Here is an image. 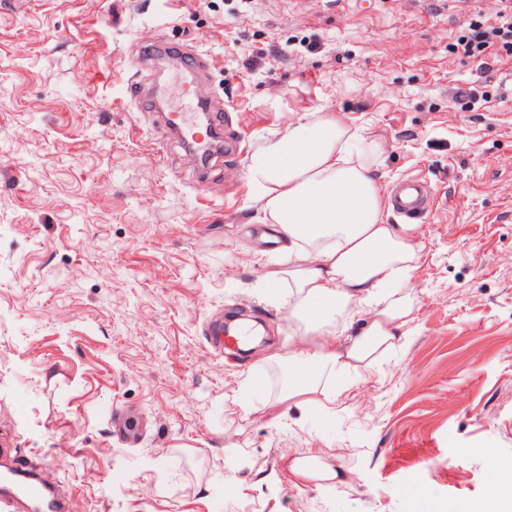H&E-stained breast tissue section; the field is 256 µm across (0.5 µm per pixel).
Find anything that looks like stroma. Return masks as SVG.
<instances>
[{
    "mask_svg": "<svg viewBox=\"0 0 512 512\" xmlns=\"http://www.w3.org/2000/svg\"><path fill=\"white\" fill-rule=\"evenodd\" d=\"M499 7L0 0V448L53 481L68 512H453L511 498L512 59L456 49ZM160 41L206 55L224 103L236 150L202 179L130 91L138 78L169 110L187 106L182 72L137 66ZM330 113L379 143L386 190L416 175L436 201L416 223L408 335L345 377L331 410H300L268 356L305 330L289 291L268 294L281 245L248 166L289 120ZM238 311L263 321L266 344L238 353L209 336ZM254 372L263 391L247 399ZM291 453L352 481L295 483Z\"/></svg>",
    "mask_w": 512,
    "mask_h": 512,
    "instance_id": "obj_1",
    "label": "stroma"
}]
</instances>
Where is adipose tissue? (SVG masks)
<instances>
[{
  "mask_svg": "<svg viewBox=\"0 0 512 512\" xmlns=\"http://www.w3.org/2000/svg\"><path fill=\"white\" fill-rule=\"evenodd\" d=\"M379 146L329 115L289 122L287 134L249 167L266 221L288 258L265 275L294 288L292 317L318 333L280 355L286 398L298 408L335 404L332 377L360 372L407 334L415 299L407 288L420 259L414 227L386 223L388 198L375 176ZM359 322L357 335H348Z\"/></svg>",
  "mask_w": 512,
  "mask_h": 512,
  "instance_id": "ef3b65f1",
  "label": "adipose tissue"
}]
</instances>
